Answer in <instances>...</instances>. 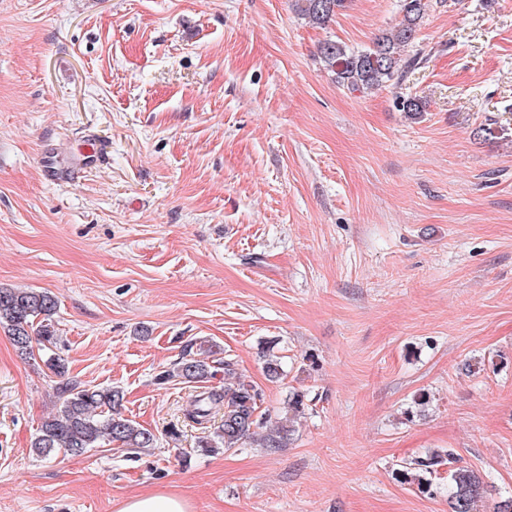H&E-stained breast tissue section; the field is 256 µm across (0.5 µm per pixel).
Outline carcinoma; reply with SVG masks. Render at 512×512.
Here are the masks:
<instances>
[{"label": "carcinoma", "mask_w": 512, "mask_h": 512, "mask_svg": "<svg viewBox=\"0 0 512 512\" xmlns=\"http://www.w3.org/2000/svg\"><path fill=\"white\" fill-rule=\"evenodd\" d=\"M344 0H297L299 13L318 27H325L336 18ZM427 0H402L403 17L389 33H384L363 50H353L336 40H326L318 47V57L335 81L351 92H367L399 82L417 57L402 60L401 52L413 43ZM58 300L49 291L19 290L0 287V327L7 330L19 354L34 356L55 344L53 317ZM60 382L56 394L60 401L57 413L47 417L31 442L33 454L49 458L63 450L70 455H82L104 441L118 443L142 451L154 447L155 436L122 415L124 394L109 387H87L66 379L64 359L44 360ZM235 376L220 389L205 388L191 401L187 417L200 424L212 412H222L219 430L198 442V451L214 454L237 448L254 438L260 421L257 416L260 394L252 382L235 375L234 363L226 359L208 362L186 353L172 371L162 379L180 378L185 383L204 384L219 373ZM291 427L281 424L262 438L265 448H281L288 440ZM453 453L432 451L411 462L401 473L406 483H415L424 492H432V480L438 469L448 466V507L450 512H475L485 501L490 489L474 471L453 467Z\"/></svg>", "instance_id": "carcinoma-1"}]
</instances>
